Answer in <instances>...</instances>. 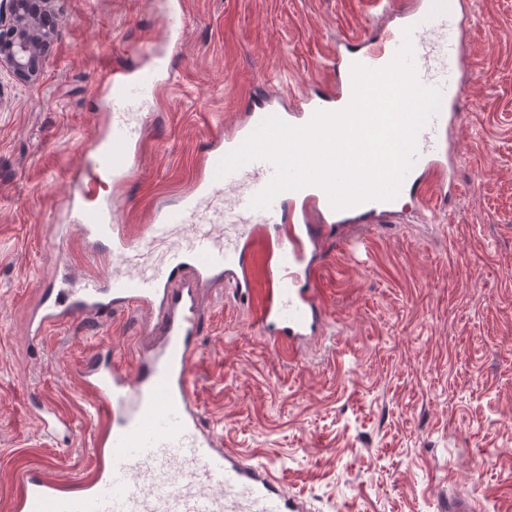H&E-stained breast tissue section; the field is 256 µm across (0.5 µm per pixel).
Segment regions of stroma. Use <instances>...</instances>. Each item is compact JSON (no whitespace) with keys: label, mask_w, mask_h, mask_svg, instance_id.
I'll use <instances>...</instances> for the list:
<instances>
[{"label":"stroma","mask_w":512,"mask_h":512,"mask_svg":"<svg viewBox=\"0 0 512 512\" xmlns=\"http://www.w3.org/2000/svg\"><path fill=\"white\" fill-rule=\"evenodd\" d=\"M119 217L140 224L192 183L212 134L253 93L329 80L332 46L365 29V0H184ZM476 78L459 132L463 195L442 224L405 213L318 270L328 331L305 356L271 349L225 291L206 302L195 389L225 448L267 469L312 512H443L449 490L512 512V0H472ZM163 0H58L56 38L27 85L0 75V512L23 471L76 482L93 425L76 374L100 344L131 362L144 314L52 328L25 321L51 279L50 233L108 104L105 70H143ZM265 85H258L259 75ZM73 422L49 449L38 406Z\"/></svg>","instance_id":"stroma-1"}]
</instances>
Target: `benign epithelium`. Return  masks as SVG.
I'll return each mask as SVG.
<instances>
[{
	"instance_id": "1",
	"label": "benign epithelium",
	"mask_w": 512,
	"mask_h": 512,
	"mask_svg": "<svg viewBox=\"0 0 512 512\" xmlns=\"http://www.w3.org/2000/svg\"><path fill=\"white\" fill-rule=\"evenodd\" d=\"M58 0H0V72L6 71L22 82L40 78L38 59L50 48L55 29L44 19L55 13Z\"/></svg>"
}]
</instances>
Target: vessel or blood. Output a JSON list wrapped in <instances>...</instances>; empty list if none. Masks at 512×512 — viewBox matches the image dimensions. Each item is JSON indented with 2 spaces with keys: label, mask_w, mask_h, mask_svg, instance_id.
<instances>
[{
  "label": "vessel or blood",
  "mask_w": 512,
  "mask_h": 512,
  "mask_svg": "<svg viewBox=\"0 0 512 512\" xmlns=\"http://www.w3.org/2000/svg\"><path fill=\"white\" fill-rule=\"evenodd\" d=\"M422 4L401 0V24L338 42L329 57L333 85L324 92L298 90L299 110H281L279 117L303 126L317 111L344 109L352 98V65L385 67L404 38H411L418 79L441 88L445 108L419 132L398 192L414 194L432 223L438 219L436 203L462 192L460 156L450 132L461 122L462 96L472 81L466 40L471 13L458 0L452 12L419 26ZM183 11V0H171L165 40L174 49L182 41ZM101 84L112 122L71 179L64 200L70 221L54 227L59 278L30 309L27 334L35 340L76 320L142 311L149 315L148 341L132 365L102 344L77 369L96 421L94 467L86 480L74 488L43 469L27 470L9 512H307L304 499L265 468L224 448L202 422L194 366L203 299L212 289H230L250 309L265 340L298 359L325 325L320 264L351 230L394 217L398 202L368 201L336 211L321 188L308 186L280 193L269 208H252V198L274 176L271 164L255 160L225 177L216 175L220 160L263 121L252 106L233 136H213L199 174L175 204L154 208L148 223H123L100 189L123 187L132 176L128 161L144 142L142 126L129 123L125 110L136 98L157 97L169 78L112 69ZM74 244L102 258L105 270L75 274L68 259ZM36 422L44 440L73 431L71 420L49 406Z\"/></svg>",
  "instance_id": "1"
}]
</instances>
